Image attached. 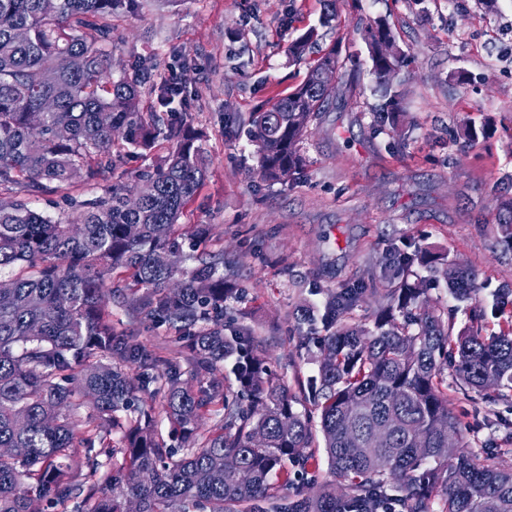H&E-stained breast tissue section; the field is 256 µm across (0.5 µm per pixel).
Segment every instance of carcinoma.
I'll return each instance as SVG.
<instances>
[{
	"mask_svg": "<svg viewBox=\"0 0 512 512\" xmlns=\"http://www.w3.org/2000/svg\"><path fill=\"white\" fill-rule=\"evenodd\" d=\"M136 0H0V512H34L45 499L67 512H512V464L448 446L461 422L450 407L448 371L477 392L495 381L512 393V320L483 333V312L452 334L448 311L428 305L409 281L419 268L442 277L458 300L476 275L444 255L408 244L380 261L386 287L361 281L330 291L320 316L301 308L304 344L317 375L291 393L262 341L235 326L228 303L242 291L236 264L213 250L210 224H178L206 172L200 134L171 105L181 89L161 84L145 110L139 72L112 78V13ZM382 91L381 131L404 142L401 57L390 25L359 28ZM310 31L288 47L296 62ZM343 61L332 48L268 109L224 113V129L246 128L260 175L291 185L307 166L303 141L336 87L320 82ZM168 144L156 164L108 182V173ZM74 183L102 194L73 221L53 219L13 197L57 193ZM498 224L512 241V176L493 186ZM175 331L201 386L151 353L112 319ZM376 303L373 325L353 312ZM236 389L224 391V363ZM135 367L132 378L126 368ZM310 404L314 413L297 406ZM86 407L81 419L77 410ZM168 422V437L155 429ZM206 415L217 417L195 437ZM121 435V445L112 434ZM322 438L343 493L313 473Z\"/></svg>",
	"mask_w": 512,
	"mask_h": 512,
	"instance_id": "carcinoma-1",
	"label": "carcinoma"
}]
</instances>
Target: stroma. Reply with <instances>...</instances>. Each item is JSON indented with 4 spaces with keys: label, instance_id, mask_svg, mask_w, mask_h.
I'll use <instances>...</instances> for the list:
<instances>
[{
    "label": "stroma",
    "instance_id": "1",
    "mask_svg": "<svg viewBox=\"0 0 512 512\" xmlns=\"http://www.w3.org/2000/svg\"><path fill=\"white\" fill-rule=\"evenodd\" d=\"M322 13L323 0H146L112 16L114 76L148 67L151 100L178 72L180 109L203 132L208 160L180 222L212 225L245 291L235 315L290 391L316 371L299 348L298 306L318 309L327 290L380 274L391 244L410 241L474 271L487 329L504 324L498 291L512 288V244L492 192L512 174V0H338L332 28ZM380 16L403 52V144L378 130L377 83L356 30ZM311 28L314 51L338 48L346 72L310 126L307 167L286 188L261 178L252 146L225 133L224 115L258 111L302 82L307 65L287 48ZM464 120L486 134L460 151L448 139ZM448 395L465 422L457 445L502 448L512 401L453 385Z\"/></svg>",
    "mask_w": 512,
    "mask_h": 512
}]
</instances>
